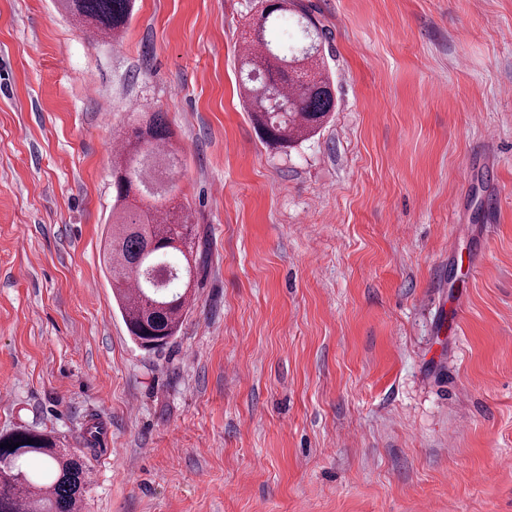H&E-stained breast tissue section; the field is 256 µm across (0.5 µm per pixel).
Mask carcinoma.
<instances>
[{
  "label": "carcinoma",
  "instance_id": "1",
  "mask_svg": "<svg viewBox=\"0 0 512 512\" xmlns=\"http://www.w3.org/2000/svg\"><path fill=\"white\" fill-rule=\"evenodd\" d=\"M65 14L120 37L134 0H58ZM288 12V0H262L250 30L242 66L248 68L242 97L263 139L290 151L315 135L335 107L334 85L324 73L319 28L305 17L308 45L283 51L268 32ZM172 133L158 113L132 129L112 160V229L105 265L127 331L145 351H159L176 336L194 296L197 230L177 207L146 209L131 204L138 193L154 194L176 159ZM34 444H27V440ZM20 443L11 450L5 444ZM36 457L43 475L27 469ZM88 469L61 447L51 431L18 427L0 433V512H78Z\"/></svg>",
  "mask_w": 512,
  "mask_h": 512
}]
</instances>
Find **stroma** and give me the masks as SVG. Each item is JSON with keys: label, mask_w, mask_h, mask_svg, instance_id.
<instances>
[{"label": "stroma", "mask_w": 512, "mask_h": 512, "mask_svg": "<svg viewBox=\"0 0 512 512\" xmlns=\"http://www.w3.org/2000/svg\"><path fill=\"white\" fill-rule=\"evenodd\" d=\"M256 6L109 39L0 0V432L55 430L81 512H512V0H294L273 40L314 19L336 109L287 153L239 93ZM153 112L207 255L148 353L101 257Z\"/></svg>", "instance_id": "35a3bbf8"}]
</instances>
